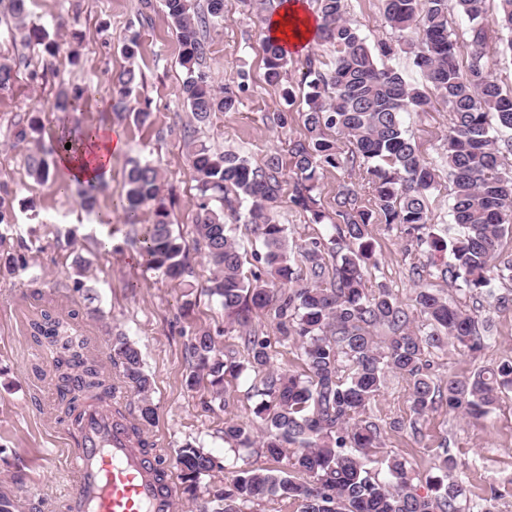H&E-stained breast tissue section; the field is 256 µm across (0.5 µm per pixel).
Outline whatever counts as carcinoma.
<instances>
[{"label":"carcinoma","mask_w":512,"mask_h":512,"mask_svg":"<svg viewBox=\"0 0 512 512\" xmlns=\"http://www.w3.org/2000/svg\"><path fill=\"white\" fill-rule=\"evenodd\" d=\"M180 46L183 68V106L187 122L183 145L199 192L195 218L196 241L204 246L214 266L206 292L217 298L231 324L244 328L246 363L236 352L219 347L204 330L189 346L194 365L187 385L206 379L215 397L224 394L228 377L237 378L244 365L262 375V400L254 415L262 426V447L278 459L293 449L292 469H240L230 483L215 489L212 512H242L238 504L280 498L300 504V512H497L501 494L490 488L484 495L468 496L459 479L448 480L457 459L443 450L435 472L426 476L425 491L413 484L406 462L397 454L387 459L386 476L367 467V460L382 447V431L367 412L393 373L409 383L414 420L425 419L437 401L448 412L473 419L490 415L502 396L512 392V362L484 368L464 378H433L430 356L447 346L472 355L487 348L475 312L431 288H422L414 308L403 305L391 289L380 284L366 288V272L377 265L368 237L373 220L395 224L425 249L431 258L451 253L453 261L440 269L455 284L456 293L473 303L484 296L503 308L512 305V289L495 294L494 281L512 283V259L502 256L503 239L512 234V90H505L487 64L490 50L512 52V0H498L495 16L487 15L486 0H457L467 17L469 60L460 62V46L448 22V0H383L384 15L395 34L415 27L419 40L411 45L413 66L426 85L408 82L388 65L401 43L370 46L347 19L345 0H316L321 18L319 39L336 48L326 64L306 59L305 104L301 118L307 135L288 143V156L300 173L292 203L323 224L329 214L318 206L314 192L319 170L348 166L365 171L372 197L362 202L358 192L344 188L336 194L333 233L314 237L299 246L304 266L295 264L287 244V228L275 222L271 211L282 190L284 168L278 152L254 166L239 153L215 152L196 139L200 125L224 112H235L246 85L233 79L216 85L201 70L209 48L207 34L224 20L225 0H162ZM13 40L27 46L39 33L28 26V0H8ZM41 37V36H39ZM44 41V51L56 56L58 46ZM264 78L282 85L291 55L284 45L263 39ZM130 66L112 79L121 97L138 83ZM14 64L0 57V92L14 84ZM448 108L452 126L444 144L442 162L451 182L450 216L459 235L448 242L433 232L427 205L436 188L435 169L419 156L403 127L402 114L428 104V92ZM285 106L265 115L284 129L292 120L294 91L282 89ZM87 104L84 90L60 89L54 98L59 112H79ZM39 132L36 119L15 126L13 143L22 144ZM76 150L79 139L62 136L48 151L27 156V168L36 179L50 177L47 156ZM125 222L140 223L141 210L152 208L139 243L149 264L172 280L190 275L188 248L173 233L171 211L163 196L162 174L148 159L133 160L122 185ZM246 205L244 223L252 225L263 252L257 261L265 271L243 272L240 245L224 209ZM41 320L31 323V337L47 345L57 389L60 420L74 433L81 431V416L92 404L112 403V378L90 355L89 343L67 334V322L53 300ZM267 310L277 319L281 340L300 351L305 376L270 370V342L248 328L249 314ZM430 330H414L416 317ZM109 359L121 368L124 384L138 397L137 414L113 407L129 420L138 447L151 445L142 438L155 417L152 380L140 351L124 336L111 337ZM224 443L238 452L254 444L252 428L224 422ZM181 494L196 497L201 477L224 466L203 447L187 442L177 451Z\"/></svg>","instance_id":"carcinoma-1"}]
</instances>
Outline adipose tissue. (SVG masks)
<instances>
[{
  "label": "adipose tissue",
  "mask_w": 512,
  "mask_h": 512,
  "mask_svg": "<svg viewBox=\"0 0 512 512\" xmlns=\"http://www.w3.org/2000/svg\"><path fill=\"white\" fill-rule=\"evenodd\" d=\"M317 32V19L307 10V0H284L272 15L265 35L292 48L305 47ZM125 148L121 135L99 130L85 136L76 151L58 157V163L73 182H93L108 177L112 157Z\"/></svg>",
  "instance_id": "adipose-tissue-1"
}]
</instances>
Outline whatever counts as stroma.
Segmentation results:
<instances>
[{
    "label": "stroma",
    "instance_id": "stroma-1",
    "mask_svg": "<svg viewBox=\"0 0 512 512\" xmlns=\"http://www.w3.org/2000/svg\"><path fill=\"white\" fill-rule=\"evenodd\" d=\"M138 0H31L30 19L59 45L55 57H46L42 46L13 42L0 23V55L12 58L17 76L11 92L0 95V186L14 199L13 218L4 232L10 253L24 255L26 270L0 274V448L11 464L0 465V494L9 495L18 508L38 504L40 512H62L61 503L70 487L65 467V432L58 419L56 390L50 355L35 344L27 332L29 319L39 316L46 297H53L59 313L78 311L98 355H105L108 337L124 334L142 353L153 380L152 399L156 420L146 430L168 466H175L177 450L195 442L215 457L227 458V468L202 476L198 500L177 498L172 512H198L209 489L224 485L233 471L244 468L290 469L292 457L272 459L254 447L228 456L224 422L232 419L254 424L256 404L251 395L261 377L244 370L226 386L223 402L212 401L207 386H186L190 358L187 346L195 334L207 330L220 346L241 349L237 330L225 327L220 303L205 287L213 268L203 247L196 245L194 220L198 191L180 135L186 112L181 97L183 70L178 63L180 46L163 9H156L149 24L138 23ZM347 16L369 44L390 40L382 0H347ZM141 29V53L128 61L121 46L128 27ZM263 23L241 0H226L224 24L209 39L205 72L216 84L245 74L249 89L235 112L216 115L198 137L216 151H236L252 163L283 149L288 139L304 135L301 119L286 129H274L263 119L279 107L278 87L264 80ZM135 65L142 74L129 97L130 104L149 102L152 127L117 118L112 110L111 80L119 71ZM90 92L87 111L57 112L51 107L59 87ZM37 118L40 132L34 141L12 145L9 130L14 124ZM404 125L420 156L437 162L451 126L447 108L432 100L425 110L408 112ZM114 128L123 134L125 148L112 158V175L97 194L95 212L80 206L78 192L57 193L56 183L66 172L53 167V179L37 182L28 173L25 157L39 147L51 146L61 132L80 133L86 127ZM156 162L164 175L163 193L172 211L174 234L189 248L193 292L167 279L149 265L137 238L140 229L125 224L117 211L124 176L133 158ZM299 175L286 168L281 179L283 195L273 211L277 222L288 228V241L295 244L323 233L324 227L294 206L292 188ZM367 194L359 169L326 167L319 172L317 196L322 210L332 211L334 198L343 187ZM378 259L367 276L368 285L391 288L404 304H413L418 288L453 292L448 281L418 279L411 263L427 264V253L408 241L396 227L374 223L368 227ZM82 256L87 264L83 290L73 286L72 260ZM190 312H183L185 300ZM483 316L492 324L489 346L478 357L449 349L435 353L432 372L436 377L472 375L480 367L512 360V308H497L486 300ZM251 327L269 336L271 366L299 372L302 360L296 348L279 340L273 313H254ZM368 414L383 429L385 446L373 457L371 470L384 472L388 456L404 457L416 479L430 473L437 452L447 448L459 467L452 476L464 480L476 494L497 488L499 512H512V394L506 395L487 419L472 421L438 407L419 421L420 434H412L414 421L409 387L398 378L387 380L372 401ZM404 429L391 428L393 420Z\"/></svg>",
    "mask_w": 512,
    "mask_h": 512
}]
</instances>
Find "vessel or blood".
Returning a JSON list of instances; mask_svg holds the SVG:
<instances>
[{
	"instance_id": "b4317fda",
	"label": "vessel or blood",
	"mask_w": 512,
	"mask_h": 512,
	"mask_svg": "<svg viewBox=\"0 0 512 512\" xmlns=\"http://www.w3.org/2000/svg\"><path fill=\"white\" fill-rule=\"evenodd\" d=\"M66 464L69 512H171L179 490L171 471L142 455L126 424L100 405L83 413L80 446L67 451Z\"/></svg>"
}]
</instances>
